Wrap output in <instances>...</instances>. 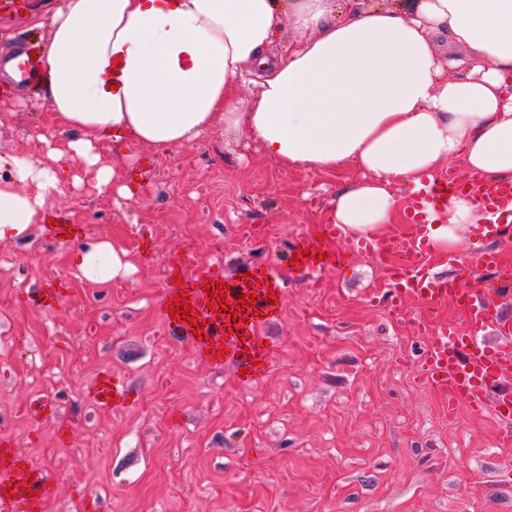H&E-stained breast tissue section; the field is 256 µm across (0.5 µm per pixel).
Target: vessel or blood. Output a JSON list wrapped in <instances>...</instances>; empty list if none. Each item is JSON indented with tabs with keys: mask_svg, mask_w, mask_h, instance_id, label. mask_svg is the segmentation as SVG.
I'll list each match as a JSON object with an SVG mask.
<instances>
[{
	"mask_svg": "<svg viewBox=\"0 0 512 512\" xmlns=\"http://www.w3.org/2000/svg\"><path fill=\"white\" fill-rule=\"evenodd\" d=\"M11 60L12 86H28L39 79L40 64L27 50H17ZM455 195L468 196L485 214V222L477 227L483 236L498 238L506 233L508 224L512 223V180L479 181L467 172L454 169L448 172L441 185L425 184L416 190L406 212L405 230L383 238L365 239L350 245L349 249L330 252L324 251L321 243L300 237L293 243L291 252L295 255L308 253L309 259L302 265L307 272L345 268L353 257L362 254H405V263L391 272L387 298L390 313H397L407 297L418 295L428 301V312L420 316L421 322L425 323L431 312L452 299L469 324L468 330L464 331L452 323L437 329L429 337L416 370L419 383L445 396L449 411H456L459 405L464 404L477 412H489L500 423L508 425L512 423V392L501 391L496 399L491 400L487 398L485 389L500 382L505 370L512 368V325L493 324V337L481 336L480 328L492 324V313L485 301L468 288L467 281L476 269L494 268L500 281L507 284L512 282V271L501 269L497 254L491 249L474 259L460 254L445 258L430 250L429 218L432 212L443 209L449 198ZM444 263L454 267V276L447 280H434L430 275L431 268ZM166 266L168 270L177 271L181 278L180 285L170 286V294L187 290L197 319L205 323L200 334L184 319H176V326L183 328L186 334H198V348L224 350L226 361L246 368L247 382L264 376V365L275 345L270 337L261 334L260 326L277 320L283 309L282 304H272L265 299L268 291L281 289L275 271L253 265L249 268V278L231 281L227 294L231 302L237 295L248 294L249 281L265 276L270 286L258 289L257 301L245 305L244 324H233L231 333L226 334L222 331V309L209 307L207 293L208 287L223 278V263L197 267L188 253L173 252L168 255ZM19 461L13 441L1 438L0 512H40L42 498L48 494L51 483L43 476H34L31 481L33 494L29 497L24 495L22 487L8 489L7 484L17 471Z\"/></svg>",
	"mask_w": 512,
	"mask_h": 512,
	"instance_id": "obj_1",
	"label": "vessel or blood"
}]
</instances>
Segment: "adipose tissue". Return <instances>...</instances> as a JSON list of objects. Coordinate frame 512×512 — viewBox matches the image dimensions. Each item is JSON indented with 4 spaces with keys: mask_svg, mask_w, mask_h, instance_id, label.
Returning <instances> with one entry per match:
<instances>
[{
    "mask_svg": "<svg viewBox=\"0 0 512 512\" xmlns=\"http://www.w3.org/2000/svg\"><path fill=\"white\" fill-rule=\"evenodd\" d=\"M298 39L269 59L283 20ZM49 31L36 102L65 136L42 155L0 153V242L47 223L73 163L108 190L101 146L178 148L219 130L245 137L280 166L360 177L330 219L353 239L398 224L396 185L421 187L449 160L483 181L512 176V0H62ZM465 58L441 61L439 35ZM265 70L251 98L235 79ZM436 254L464 249L484 217L467 197L432 214ZM111 240L79 245L78 278L126 270Z\"/></svg>",
    "mask_w": 512,
    "mask_h": 512,
    "instance_id": "adipose-tissue-1",
    "label": "adipose tissue"
}]
</instances>
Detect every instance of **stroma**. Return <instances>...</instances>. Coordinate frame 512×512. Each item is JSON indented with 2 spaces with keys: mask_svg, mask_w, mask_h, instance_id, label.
Returning a JSON list of instances; mask_svg holds the SVG:
<instances>
[{
  "mask_svg": "<svg viewBox=\"0 0 512 512\" xmlns=\"http://www.w3.org/2000/svg\"><path fill=\"white\" fill-rule=\"evenodd\" d=\"M31 90L14 91L0 151L42 154L59 142ZM138 190L97 193L90 175L47 200L82 239L112 238L131 268L107 284L75 277L78 242L46 225L0 243V438L26 471L49 474L42 512H512V446L499 422L420 386L423 301L385 305L390 259L358 256L320 287L288 266L300 235L327 223L329 203L358 176L284 169L242 137L209 133L186 148L126 160ZM81 239V240H82ZM150 257H143L142 244ZM190 252L232 275L272 265L283 282L278 344L264 379L244 385L163 317L165 259ZM66 284L51 307L21 301L47 280ZM119 380L110 406L92 393Z\"/></svg>",
  "mask_w": 512,
  "mask_h": 512,
  "instance_id": "1",
  "label": "stroma"
}]
</instances>
